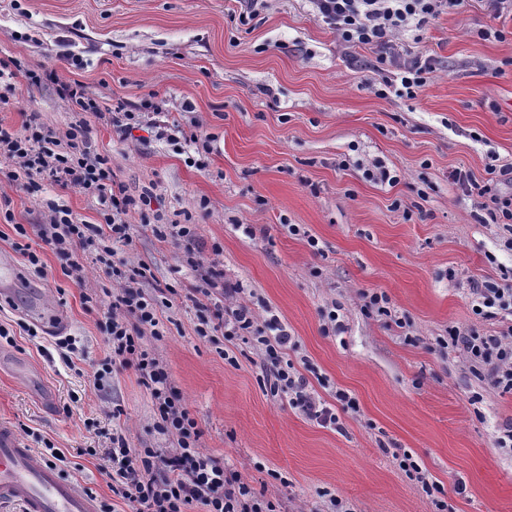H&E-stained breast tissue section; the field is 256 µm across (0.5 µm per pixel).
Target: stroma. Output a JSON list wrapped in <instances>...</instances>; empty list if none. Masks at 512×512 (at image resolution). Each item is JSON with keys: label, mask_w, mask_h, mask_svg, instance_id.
<instances>
[{"label": "stroma", "mask_w": 512, "mask_h": 512, "mask_svg": "<svg viewBox=\"0 0 512 512\" xmlns=\"http://www.w3.org/2000/svg\"><path fill=\"white\" fill-rule=\"evenodd\" d=\"M244 9L242 0H0V62L24 67L0 85L9 99L0 125L19 132L34 117L61 137L86 120L114 179L131 194L150 192V206L128 215L132 242L118 255L149 266L150 287L175 289L152 346L199 424L202 450L255 491L288 512H325L330 494L349 512H435L398 467L407 452L443 486L452 512H512V450L495 445L512 419V394L478 380L463 349L436 343L452 326L497 330L473 313L472 290L512 275V232L486 223L481 198L451 178L461 170L480 181L488 166H512V13L495 19L482 0H466L422 36L406 32L405 46L436 65L407 100L368 89L376 51L345 54L308 0H267L245 25ZM489 28L507 31L506 40L483 38ZM75 56L82 67L72 66ZM28 69L80 82L131 112L153 102L158 123L209 136L211 151L170 144L147 127L119 138L54 83L31 85ZM380 168L393 182L375 180ZM13 169L0 162V263L19 274L0 300V326L10 331L0 339V422L35 452L52 442L81 490L131 512L112 497L103 452L115 429L130 447L156 444L152 403L130 369L97 390L94 373L109 355L106 309L82 300L113 283L90 254L77 280L40 239L31 241L39 273L12 246L15 225L47 220L46 200L81 224L102 223L101 206L77 188L29 192L10 179ZM174 220L193 225L202 261L241 287L239 301L257 320L278 315L296 344L290 359L309 381L327 378L323 397L341 388L355 398L340 428L267 395L252 342L221 346L198 335L187 295L197 278L173 241L152 231ZM39 291L77 339L71 363L54 334L25 330ZM367 291L387 295L389 315L363 311ZM332 310L343 324L334 334L325 330ZM228 349L236 364L225 361Z\"/></svg>", "instance_id": "obj_1"}]
</instances>
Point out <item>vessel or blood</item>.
<instances>
[{"label": "vessel or blood", "mask_w": 512, "mask_h": 512, "mask_svg": "<svg viewBox=\"0 0 512 512\" xmlns=\"http://www.w3.org/2000/svg\"><path fill=\"white\" fill-rule=\"evenodd\" d=\"M21 503L26 512H98L95 497L46 462L9 425L0 424V503Z\"/></svg>", "instance_id": "obj_1"}]
</instances>
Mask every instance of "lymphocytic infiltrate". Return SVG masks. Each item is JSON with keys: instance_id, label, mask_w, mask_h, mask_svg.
Returning a JSON list of instances; mask_svg holds the SVG:
<instances>
[{"instance_id": "obj_1", "label": "lymphocytic infiltrate", "mask_w": 512, "mask_h": 512, "mask_svg": "<svg viewBox=\"0 0 512 512\" xmlns=\"http://www.w3.org/2000/svg\"><path fill=\"white\" fill-rule=\"evenodd\" d=\"M309 2L315 16L335 30L345 50H377L379 63L389 67L390 73L372 83L375 95L384 98L392 92L410 100L432 80L436 67L432 57L412 53L400 45V34L422 31L440 14L461 9L464 4V0ZM58 91L79 111L100 119L109 118L123 134L142 125L144 112L158 110L157 105L148 102L143 112L126 111L123 105L114 106L91 97L85 86L75 81L59 82ZM2 158L15 164L14 178L24 179L28 185L47 180L62 187L78 188L95 196L104 208L102 223L77 224L69 209L52 206L48 223L37 225L35 231L15 225L12 245L29 265L41 268V260L28 241L30 235H37L64 261L67 275L77 278L81 277L83 266L75 257L76 250L91 251L96 264L117 284L109 301L90 294L83 297L84 303L107 307L104 331L110 354L95 372V384L105 388L113 372L134 370L150 396L154 429L164 442L151 448H132L122 434H113L112 446L106 452L113 462V495L133 512H282L280 501L256 493L238 471L225 466L222 458L201 451L197 420L166 364L147 344L148 339L161 336L159 313L165 304V291L146 288V266H129L118 257L114 246L131 243V226L125 218L148 205L149 195L132 196L123 184L113 180L106 158L88 146L87 130L81 123L70 127L63 142L57 140L53 131L33 121L26 123L20 134L0 126ZM502 176V171L492 167L481 183L459 171L453 178L466 192L474 191L489 199L493 220L511 224L512 194L497 191ZM155 233L171 239L185 257L194 261L198 273L195 292L201 297L197 304L198 334L205 337L219 331L228 341L253 337L266 362L262 377L270 395L287 399L289 405L320 425L337 426V409L354 406L350 394L339 389L332 400H325L289 359L294 342L277 319L267 320L261 329L256 327L247 306H229V299L239 294L240 289L225 286L223 271L199 261L201 247L190 225L161 224L156 226ZM473 295L475 315L488 318L497 312L507 315V322L488 336L449 328L448 342L463 347L473 373L480 380L501 393L511 394L512 283L488 281L474 288Z\"/></svg>"}]
</instances>
